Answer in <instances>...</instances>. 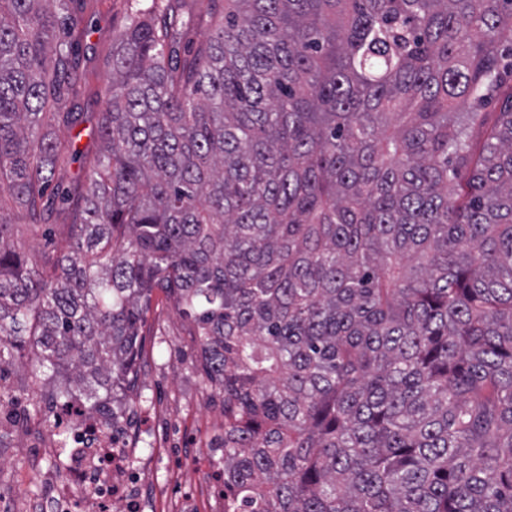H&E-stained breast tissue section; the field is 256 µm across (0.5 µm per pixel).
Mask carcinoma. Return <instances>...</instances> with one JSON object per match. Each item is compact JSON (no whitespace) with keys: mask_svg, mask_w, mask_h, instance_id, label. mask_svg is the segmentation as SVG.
<instances>
[{"mask_svg":"<svg viewBox=\"0 0 512 512\" xmlns=\"http://www.w3.org/2000/svg\"><path fill=\"white\" fill-rule=\"evenodd\" d=\"M71 0H0V211L43 229L84 122ZM151 0L27 268L0 214V379L27 348L132 401L155 290L224 405V512H512V0ZM90 125L91 123L87 122L79 128H76L72 131H69L67 128L63 126L56 127V136L58 140L65 146H69L70 141H75V144L78 148L89 150L90 152H95L98 147V144L88 136L89 129H86L81 133V135L78 138H75V134L79 131V129H82L83 127H88ZM86 184L82 160L69 158L68 163L57 167L51 188L59 187L68 194L78 193L85 190ZM18 229L22 231L27 238V248L25 251L29 267L39 266L42 261V254L45 250L56 249V251L68 250V239L65 231L59 225L54 226V241L48 244L41 236V230L37 232L27 231L25 225H19Z\"/></svg>","mask_w":512,"mask_h":512,"instance_id":"obj_1","label":"carcinoma"}]
</instances>
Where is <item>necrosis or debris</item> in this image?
I'll use <instances>...</instances> for the list:
<instances>
[{
    "instance_id": "1",
    "label": "necrosis or debris",
    "mask_w": 512,
    "mask_h": 512,
    "mask_svg": "<svg viewBox=\"0 0 512 512\" xmlns=\"http://www.w3.org/2000/svg\"><path fill=\"white\" fill-rule=\"evenodd\" d=\"M58 420L77 425L64 476L43 471V496L16 498L11 512H136L140 487L128 477L133 449L113 446L110 427L79 402L62 407Z\"/></svg>"
}]
</instances>
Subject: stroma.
I'll use <instances>...</instances> for the list:
<instances>
[{
	"mask_svg": "<svg viewBox=\"0 0 512 512\" xmlns=\"http://www.w3.org/2000/svg\"><path fill=\"white\" fill-rule=\"evenodd\" d=\"M71 7L87 30L78 47L83 76L75 109L92 118L104 107L112 40L128 24L130 10L125 0H73ZM136 365L139 397L115 437L131 441L132 470L148 475L141 512H176L187 494L196 497L197 512H214L212 481L224 470V407L203 385L188 318L162 293L153 295ZM0 443L14 451L10 465L0 469V502L21 493L41 496V470L63 469L59 458L35 459L13 432L1 434Z\"/></svg>",
	"mask_w": 512,
	"mask_h": 512,
	"instance_id": "stroma-1",
	"label": "stroma"
}]
</instances>
